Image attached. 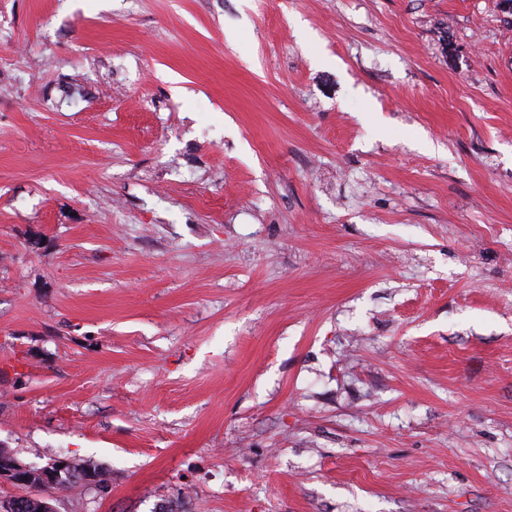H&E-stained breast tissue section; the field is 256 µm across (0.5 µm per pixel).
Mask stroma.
<instances>
[{"label": "stroma", "instance_id": "35a3bbf8", "mask_svg": "<svg viewBox=\"0 0 512 512\" xmlns=\"http://www.w3.org/2000/svg\"><path fill=\"white\" fill-rule=\"evenodd\" d=\"M0 448L56 512H512L502 0H0Z\"/></svg>", "mask_w": 512, "mask_h": 512}]
</instances>
